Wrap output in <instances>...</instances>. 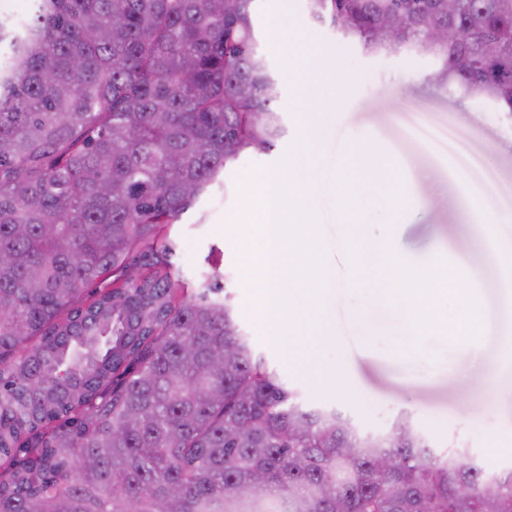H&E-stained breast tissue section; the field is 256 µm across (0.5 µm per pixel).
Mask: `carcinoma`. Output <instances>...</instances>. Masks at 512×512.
<instances>
[{
	"label": "carcinoma",
	"instance_id": "cac0c4a2",
	"mask_svg": "<svg viewBox=\"0 0 512 512\" xmlns=\"http://www.w3.org/2000/svg\"><path fill=\"white\" fill-rule=\"evenodd\" d=\"M256 0H30L0 18V512H512V469L297 402L165 230L284 134ZM512 115V0H307ZM465 41L434 44V29ZM112 276L91 301L84 287ZM470 488L460 497L459 485Z\"/></svg>",
	"mask_w": 512,
	"mask_h": 512
}]
</instances>
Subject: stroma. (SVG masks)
Wrapping results in <instances>:
<instances>
[{
    "mask_svg": "<svg viewBox=\"0 0 512 512\" xmlns=\"http://www.w3.org/2000/svg\"><path fill=\"white\" fill-rule=\"evenodd\" d=\"M288 8L323 62L340 74L300 96L301 113L320 112L322 121L321 130L311 133L319 148L305 162L306 172L314 177L332 173L337 146L373 137L395 159L414 205L390 219L372 188L362 185V236L378 245L392 241L410 263L441 256L462 270L480 300L485 333L475 344L429 336L420 355H413L406 318L369 297L373 272H366L362 285L347 284L350 264L338 247L346 227L337 223L333 197L324 189L317 203L328 264L346 286L324 307L335 340L320 349L319 358L331 367L344 364L351 388L321 387L307 375L305 358L286 363L276 356L266 323L253 315L238 240L251 219L244 207L247 176L272 166L296 135L283 78L278 81V108L286 132L274 150L229 163L219 181L167 229L174 245L171 261L184 292L195 293L218 277L255 354L305 405L339 409L362 432L372 434L389 431L405 413L434 446L467 449L490 474L511 470L512 380L501 377L498 369L512 360V287L494 247L496 239L512 235V116L487 99L435 82L438 60L432 55L404 50L369 56L317 24L306 0H288ZM465 183L482 187V194L465 195ZM490 211L503 222L489 239L480 217Z\"/></svg>",
    "mask_w": 512,
    "mask_h": 512,
    "instance_id": "stroma-1",
    "label": "stroma"
}]
</instances>
